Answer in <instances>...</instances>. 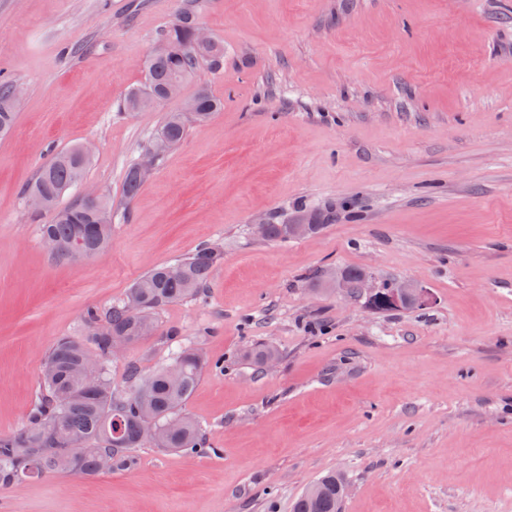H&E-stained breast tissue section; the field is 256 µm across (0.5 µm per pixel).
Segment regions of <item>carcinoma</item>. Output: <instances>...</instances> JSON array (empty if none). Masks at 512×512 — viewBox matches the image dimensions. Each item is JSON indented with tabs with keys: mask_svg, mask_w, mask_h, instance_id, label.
Here are the masks:
<instances>
[{
	"mask_svg": "<svg viewBox=\"0 0 512 512\" xmlns=\"http://www.w3.org/2000/svg\"><path fill=\"white\" fill-rule=\"evenodd\" d=\"M196 0L185 6L164 31V47L151 55L145 65V79L124 98V108L141 111L164 102V92L174 83H184L199 63L218 68L224 61V45L197 42ZM14 83L0 82V135L14 125L16 98ZM192 100L197 111L170 112L152 139H163L169 148L187 135V120L202 124L221 110L223 103L208 91L200 90ZM91 156L72 146L56 153L41 169L25 193L48 199L46 212L51 220L41 225L43 239L55 254L84 260L100 254L112 236V204L101 197L89 204L79 199L61 205L65 191L82 182ZM143 179L139 164L130 165L124 178L128 196H134ZM224 260V249L204 245L174 265L151 268L129 288L125 297L100 314L88 312L93 348L71 338L59 339L46 357L42 381L30 414V427L0 436V488H13L28 479L68 472L92 476L112 470L130 469L136 464L133 451L147 442L160 448L196 452L203 431L182 409L198 385L206 359L194 347L179 345L171 352L169 364L145 374L136 365L127 371V391L112 388L107 365L113 342L122 338L132 345L154 329L155 310L195 295ZM361 268L346 269L349 296L359 298ZM260 369L278 354L259 345L246 352ZM342 474H328L315 482L316 491L306 489L294 512H342Z\"/></svg>",
	"mask_w": 512,
	"mask_h": 512,
	"instance_id": "carcinoma-1",
	"label": "carcinoma"
}]
</instances>
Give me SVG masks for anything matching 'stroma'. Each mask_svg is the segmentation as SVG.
<instances>
[{"label": "stroma", "instance_id": "35a3bbf8", "mask_svg": "<svg viewBox=\"0 0 512 512\" xmlns=\"http://www.w3.org/2000/svg\"><path fill=\"white\" fill-rule=\"evenodd\" d=\"M224 63L178 97L121 108L184 0H0V80L22 85L0 137V434L24 429L57 340L91 342L147 270L213 242L205 288L156 310L110 359L150 373L168 333L209 358L183 408L206 434L136 465L0 491V512H293L328 472L342 512H512V0H201ZM224 103L123 182L165 115L199 89ZM93 148L109 247L56 257L23 188L53 152ZM320 216L285 242L256 222ZM361 267L429 294L379 312L328 288ZM280 354L262 371L249 347ZM160 152L161 146L157 144L153 148L147 150V152L145 153V156L140 162V171L138 163H133L127 168L124 178V188L126 194L129 197L134 196L139 191L143 183V179L140 175V172L142 176L146 179H148L149 176L152 174L157 157L160 154Z\"/></svg>", "mask_w": 512, "mask_h": 512}]
</instances>
